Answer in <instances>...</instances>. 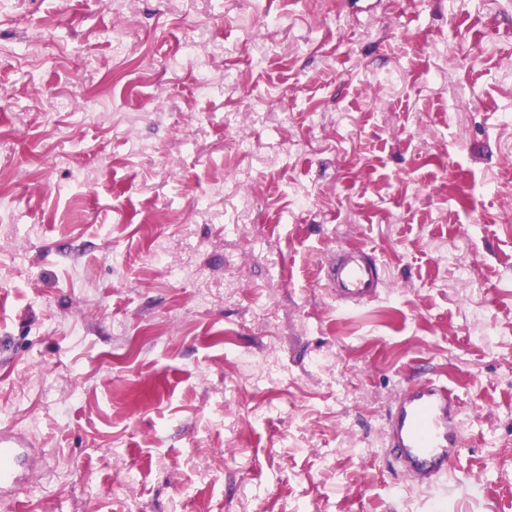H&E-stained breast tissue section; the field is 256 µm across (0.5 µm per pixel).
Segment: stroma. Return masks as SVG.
Masks as SVG:
<instances>
[{
  "label": "stroma",
  "mask_w": 512,
  "mask_h": 512,
  "mask_svg": "<svg viewBox=\"0 0 512 512\" xmlns=\"http://www.w3.org/2000/svg\"><path fill=\"white\" fill-rule=\"evenodd\" d=\"M0 199L27 512H512V0H0ZM430 375L422 489L384 423ZM335 288L336 299L346 306L363 304L376 294L381 266L371 253L362 249H341L323 268ZM386 435L385 454L397 473L416 487L440 484L462 446L456 389L432 377L407 384L388 414Z\"/></svg>",
  "instance_id": "stroma-1"
}]
</instances>
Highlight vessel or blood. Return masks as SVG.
Listing matches in <instances>:
<instances>
[{
    "label": "vessel or blood",
    "mask_w": 512,
    "mask_h": 512,
    "mask_svg": "<svg viewBox=\"0 0 512 512\" xmlns=\"http://www.w3.org/2000/svg\"><path fill=\"white\" fill-rule=\"evenodd\" d=\"M381 266L362 249H341L324 267L337 300L363 304L376 294ZM385 454L391 467L411 485L433 487L447 479L461 451L460 398L447 381L426 377L399 393L386 422ZM33 470L26 435L0 429V488Z\"/></svg>",
    "instance_id": "1"
}]
</instances>
